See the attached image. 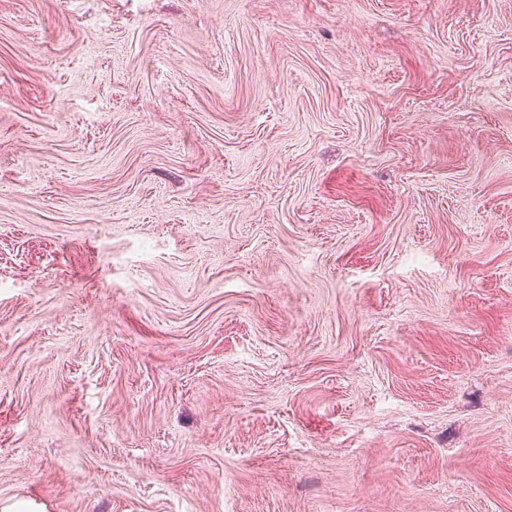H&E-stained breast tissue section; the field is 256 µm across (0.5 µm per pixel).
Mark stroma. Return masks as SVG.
Masks as SVG:
<instances>
[{"instance_id":"35a3bbf8","label":"stroma","mask_w":512,"mask_h":512,"mask_svg":"<svg viewBox=\"0 0 512 512\" xmlns=\"http://www.w3.org/2000/svg\"><path fill=\"white\" fill-rule=\"evenodd\" d=\"M0 512H512V0H0Z\"/></svg>"}]
</instances>
